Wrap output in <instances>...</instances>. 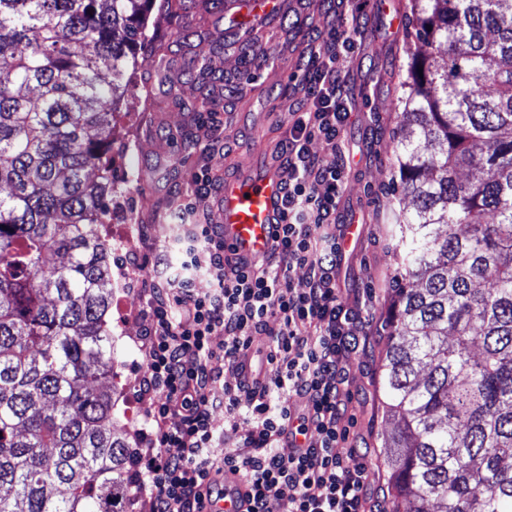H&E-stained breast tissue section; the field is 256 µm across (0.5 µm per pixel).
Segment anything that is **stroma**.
I'll list each match as a JSON object with an SVG mask.
<instances>
[{
	"label": "stroma",
	"instance_id": "obj_1",
	"mask_svg": "<svg viewBox=\"0 0 512 512\" xmlns=\"http://www.w3.org/2000/svg\"><path fill=\"white\" fill-rule=\"evenodd\" d=\"M276 18L252 34L231 25L219 0H181L170 12L151 10L148 37L128 66L129 82L117 106L112 145L105 154L115 177L111 208L130 214L146 243L112 251V304L106 316L114 339L112 371L118 388L112 416L136 441L152 412L137 391L144 370L141 336L129 335L124 310L138 304L139 265L173 262L177 238L194 225L216 223L215 192L199 188V175L222 184L225 172L252 158H280L291 117L302 100L301 80L312 51L327 53L328 30L348 19L363 34L340 54L353 109L346 126L350 156L339 202L340 224H356L341 253L336 283L354 307L371 306L375 322L352 353L349 443L371 461V499L385 501L388 451L394 428L382 411L383 326L396 269L392 230L407 203L395 197L402 95L411 46L410 0H279ZM189 209L186 224L170 222Z\"/></svg>",
	"mask_w": 512,
	"mask_h": 512
}]
</instances>
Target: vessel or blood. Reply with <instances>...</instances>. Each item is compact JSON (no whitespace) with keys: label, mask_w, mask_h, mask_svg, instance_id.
<instances>
[{"label":"vessel or blood","mask_w":512,"mask_h":512,"mask_svg":"<svg viewBox=\"0 0 512 512\" xmlns=\"http://www.w3.org/2000/svg\"><path fill=\"white\" fill-rule=\"evenodd\" d=\"M283 195V177L276 166L225 176L219 196L225 255L253 260L272 252ZM250 506L251 490L240 482L230 497L204 499L203 512H248Z\"/></svg>","instance_id":"vessel-or-blood-1"}]
</instances>
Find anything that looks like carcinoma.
<instances>
[{"label":"carcinoma","instance_id":"carcinoma-1","mask_svg":"<svg viewBox=\"0 0 512 512\" xmlns=\"http://www.w3.org/2000/svg\"><path fill=\"white\" fill-rule=\"evenodd\" d=\"M150 2L0 0V512H118L129 494L114 387L95 389L113 348L96 226ZM411 2L391 512H512V0Z\"/></svg>","mask_w":512,"mask_h":512}]
</instances>
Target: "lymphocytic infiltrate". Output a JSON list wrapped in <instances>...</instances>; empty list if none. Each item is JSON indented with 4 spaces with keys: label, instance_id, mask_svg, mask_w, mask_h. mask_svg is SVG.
Masks as SVG:
<instances>
[{
    "label": "lymphocytic infiltrate",
    "instance_id": "lymphocytic-infiltrate-1",
    "mask_svg": "<svg viewBox=\"0 0 512 512\" xmlns=\"http://www.w3.org/2000/svg\"><path fill=\"white\" fill-rule=\"evenodd\" d=\"M357 34L332 28V54L310 60L307 98L282 146L287 193L276 249L254 266L233 265L219 225L199 224L173 281L138 291L150 319L138 391L154 411L133 455L130 488L148 512H201L203 494L224 497L228 469L251 486V512H365L369 471L342 425L360 317L336 286L335 233L352 109L336 59L355 48ZM316 138L331 145V158L311 153ZM294 265L306 267L307 287L291 286ZM206 275L212 288L197 291L195 279ZM257 332L270 341L253 357ZM228 370L235 386L219 387ZM297 397L305 407L294 405ZM219 406L238 437L218 465L210 449ZM284 439L286 455L277 450Z\"/></svg>",
    "mask_w": 512,
    "mask_h": 512
}]
</instances>
